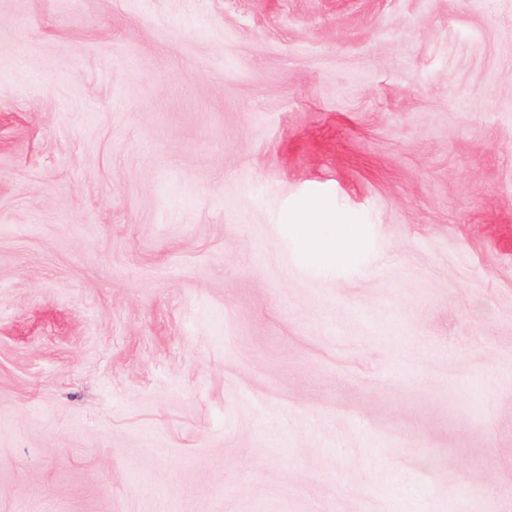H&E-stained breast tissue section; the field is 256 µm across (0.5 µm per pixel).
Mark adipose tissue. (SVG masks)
<instances>
[{"mask_svg":"<svg viewBox=\"0 0 512 512\" xmlns=\"http://www.w3.org/2000/svg\"><path fill=\"white\" fill-rule=\"evenodd\" d=\"M324 205L312 200L297 211L293 244L304 260L323 268L348 261L362 242V228L357 224H327Z\"/></svg>","mask_w":512,"mask_h":512,"instance_id":"obj_1","label":"adipose tissue"}]
</instances>
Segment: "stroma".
Returning a JSON list of instances; mask_svg holds the SVG:
<instances>
[{"instance_id":"1","label":"stroma","mask_w":512,"mask_h":512,"mask_svg":"<svg viewBox=\"0 0 512 512\" xmlns=\"http://www.w3.org/2000/svg\"><path fill=\"white\" fill-rule=\"evenodd\" d=\"M0 512H512V0H0ZM324 209L322 202L308 201L299 208L292 224L296 252L317 268L348 261L363 238L359 224H323Z\"/></svg>"}]
</instances>
